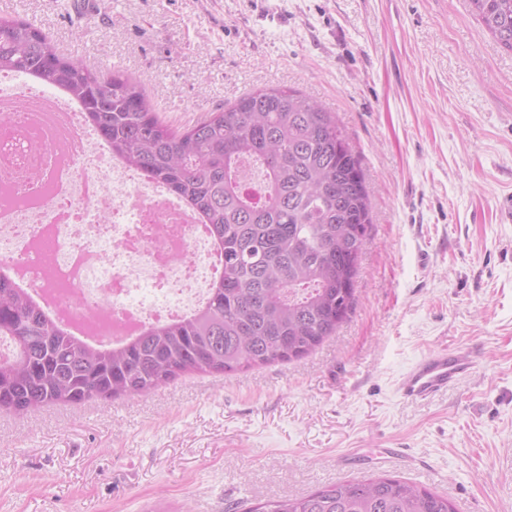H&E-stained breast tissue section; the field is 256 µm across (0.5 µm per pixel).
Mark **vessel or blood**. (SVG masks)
Wrapping results in <instances>:
<instances>
[{
  "label": "vessel or blood",
  "instance_id": "vessel-or-blood-1",
  "mask_svg": "<svg viewBox=\"0 0 512 512\" xmlns=\"http://www.w3.org/2000/svg\"><path fill=\"white\" fill-rule=\"evenodd\" d=\"M474 366L472 350L440 347L424 355L401 375L398 391L407 399L426 400L456 385Z\"/></svg>",
  "mask_w": 512,
  "mask_h": 512
}]
</instances>
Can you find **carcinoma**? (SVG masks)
Masks as SVG:
<instances>
[{"label":"carcinoma","instance_id":"1","mask_svg":"<svg viewBox=\"0 0 512 512\" xmlns=\"http://www.w3.org/2000/svg\"><path fill=\"white\" fill-rule=\"evenodd\" d=\"M512 52V0H469ZM59 87L82 105L112 154L163 183L206 224L220 272L190 314L115 344L65 328L0 262V410L135 397L183 374H230L304 358L333 336L355 301L371 224L360 160L331 113L292 88H260L194 124L153 111L146 81L59 54L20 16L0 17V73ZM265 193L244 192L250 176ZM248 512H455L448 498L389 476L345 480Z\"/></svg>","mask_w":512,"mask_h":512}]
</instances>
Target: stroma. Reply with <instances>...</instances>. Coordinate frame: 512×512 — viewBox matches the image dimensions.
Here are the masks:
<instances>
[{
	"label": "stroma",
	"instance_id": "1",
	"mask_svg": "<svg viewBox=\"0 0 512 512\" xmlns=\"http://www.w3.org/2000/svg\"><path fill=\"white\" fill-rule=\"evenodd\" d=\"M92 68L145 75L175 127L264 85L308 93L372 202L355 302L290 363L147 395L0 411V512H225L387 474L512 512V54L468 0H17ZM460 385L401 398L442 346ZM393 457L379 465L381 449ZM475 366V354L469 348H436L400 377L398 391L404 398L426 400L456 385Z\"/></svg>",
	"mask_w": 512,
	"mask_h": 512
}]
</instances>
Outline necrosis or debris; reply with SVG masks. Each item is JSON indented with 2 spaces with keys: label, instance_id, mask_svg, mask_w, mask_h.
I'll use <instances>...</instances> for the list:
<instances>
[{
  "label": "necrosis or debris",
  "instance_id": "4bbe7bcc",
  "mask_svg": "<svg viewBox=\"0 0 512 512\" xmlns=\"http://www.w3.org/2000/svg\"><path fill=\"white\" fill-rule=\"evenodd\" d=\"M0 259L99 342L179 319L215 277L195 214L142 180L60 89L0 74Z\"/></svg>",
  "mask_w": 512,
  "mask_h": 512
}]
</instances>
